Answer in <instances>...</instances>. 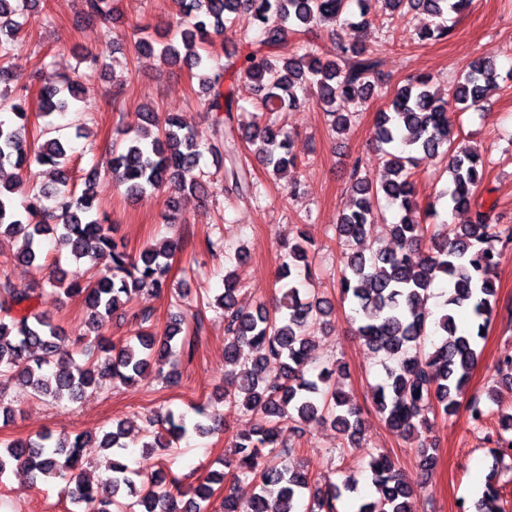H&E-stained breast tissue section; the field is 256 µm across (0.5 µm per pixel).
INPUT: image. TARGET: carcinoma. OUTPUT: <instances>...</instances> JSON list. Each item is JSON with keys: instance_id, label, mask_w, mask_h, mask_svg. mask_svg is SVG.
I'll return each mask as SVG.
<instances>
[{"instance_id": "cac0c4a2", "label": "carcinoma", "mask_w": 512, "mask_h": 512, "mask_svg": "<svg viewBox=\"0 0 512 512\" xmlns=\"http://www.w3.org/2000/svg\"><path fill=\"white\" fill-rule=\"evenodd\" d=\"M356 2L366 28L386 14L405 16L420 11L430 22L419 30L423 40H439L453 30L458 17L473 0H177L179 20L174 39L154 42L141 38L143 52L159 53L169 66L183 64L197 70L204 93L203 107L215 112L212 135L207 142L183 126L175 116L159 121L156 113H141L134 135L124 132L112 142L109 170L116 183L134 197L161 188L168 190L166 207L175 220L180 198L203 191L186 174L199 165L203 151L224 166V190L241 198L257 199L260 184L239 161L245 144L269 175L283 178L296 167L292 139L284 125L272 115L304 106L315 94L328 117L331 131L341 136L351 129L352 119L375 94H389L388 109L378 113L374 141L380 151L384 174L372 177L360 159L349 174L352 203L344 211L335 231L343 247L339 277L340 301L358 314L356 335L368 348L394 362L372 393L374 409L395 435L411 438L428 432L435 418L455 414L466 403L470 420L477 426L487 417L485 404L477 396L465 398L470 374L478 361L477 341L488 327L497 302L493 278L498 246L512 243V226L492 224L491 210L477 201L486 163L463 143L453 114L476 108L499 78L490 59L477 58L468 70L448 86V96L431 90L432 78H409L393 91L383 82L382 61L369 43L357 40L339 44L331 55L316 46L285 57L278 50L288 41L316 26H340L349 21L351 2ZM21 0H0V78L10 79L8 66L13 39L23 23ZM82 12L104 28L112 24L108 0H81ZM259 44L244 55H232L214 67L207 46L212 37L228 30L250 41L252 29ZM252 83L258 96V114L247 129L235 123L241 105L236 83ZM40 116L69 112L78 99L75 81L68 77L40 91ZM14 120L0 119V168L18 171L35 161L49 167V181L27 188L22 179L0 184V241L20 238L23 249L15 258L37 271L47 266L37 247V237L53 235L59 250L74 260L108 264L83 286L65 285L53 276L17 288L0 281V381L17 380L29 386L38 398L58 405L80 402L88 389L100 382L129 385L154 376L177 382V371L165 370L169 358L192 356L202 329L183 328L176 314L160 332L147 326L152 313H140L145 329L120 346L102 334L104 325L120 307L139 293L160 294L169 287L171 260L179 241L147 246L131 254L118 244L97 219L100 204L94 191L98 169L86 175L80 194L66 191V144L58 137L35 143L26 138L28 114L25 99L10 104ZM446 160L448 182L440 198L450 213L469 211L468 224H442L434 229L427 220L437 215L433 204L420 206L413 178L422 162ZM402 212L390 225L395 242L391 249L365 253L363 242L381 203ZM310 237L300 233L288 245L286 260L278 274L279 293L268 306L247 307L240 302L238 270L247 262L239 250L229 258L233 269L224 274V289L211 304L224 315V362L233 366L230 385L208 402L192 407V413L168 411L148 418V440L142 451L165 452L192 434L205 437L220 431L217 405L228 402L264 419V424L239 434L232 441L233 454L224 458V468L233 478L242 476L258 483L259 491L247 503L231 492L221 502L223 512H338L337 502L356 487L347 481L312 488L307 473L274 462L288 457L303 426L317 421L329 423L355 448L363 446L362 408L340 386L347 376L341 362L311 372L314 333L328 324L334 311L331 301L309 291L312 282ZM448 286V309L428 330L425 304L435 283ZM86 294L89 326L93 337L79 339V349L69 350L64 336L46 310L33 304L48 303L59 291ZM471 316V327L458 330L455 315ZM159 425L165 434L151 431ZM122 424L97 440L98 447L112 452V475L94 483L83 477V448L91 439L69 433L43 432L25 440L0 445V476L16 468L35 472L42 479L65 482L71 503L82 512H197L200 502L215 493L224 473L211 471L187 489L181 480L163 471L147 485L126 460ZM420 465L429 473L438 462L437 444L425 437L420 444ZM368 480L374 495L360 499L356 512H418L412 491L395 462L385 454L371 456ZM499 475L490 474L478 501L477 512H505Z\"/></svg>"}]
</instances>
